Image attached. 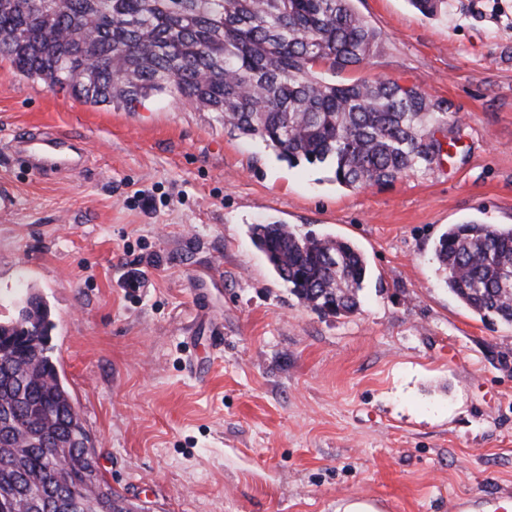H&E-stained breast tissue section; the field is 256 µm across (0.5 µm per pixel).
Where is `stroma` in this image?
<instances>
[{
    "instance_id": "stroma-1",
    "label": "stroma",
    "mask_w": 512,
    "mask_h": 512,
    "mask_svg": "<svg viewBox=\"0 0 512 512\" xmlns=\"http://www.w3.org/2000/svg\"><path fill=\"white\" fill-rule=\"evenodd\" d=\"M355 0L382 40L347 83L384 76L443 104L452 144L431 168L353 190L278 160L223 117L156 94L85 103L0 61V317L25 286L106 479L148 512H468L512 501V325L452 295L434 243L448 225L512 224V0ZM86 149L39 173L29 131ZM356 244L361 309L291 294L252 225ZM143 288H126L130 272Z\"/></svg>"
}]
</instances>
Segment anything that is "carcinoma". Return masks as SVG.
I'll return each mask as SVG.
<instances>
[{"instance_id": "obj_1", "label": "carcinoma", "mask_w": 512, "mask_h": 512, "mask_svg": "<svg viewBox=\"0 0 512 512\" xmlns=\"http://www.w3.org/2000/svg\"><path fill=\"white\" fill-rule=\"evenodd\" d=\"M380 40L353 0H0V57L18 74L93 105L132 109L165 93L224 114L229 132L261 139L291 165L331 168L354 190L430 167L444 147L435 133L448 126L416 86L327 79L368 66ZM250 235L305 306L360 310L367 264L356 245L278 223ZM434 252L466 308L512 324V226L450 224ZM21 317L37 335L18 337ZM52 329L45 304L0 320V341H13L0 407L18 410L0 441V512H143L102 473L53 359ZM57 489L60 506L48 511Z\"/></svg>"}]
</instances>
